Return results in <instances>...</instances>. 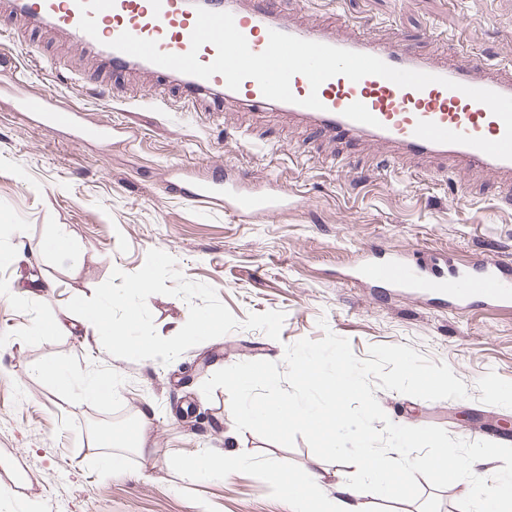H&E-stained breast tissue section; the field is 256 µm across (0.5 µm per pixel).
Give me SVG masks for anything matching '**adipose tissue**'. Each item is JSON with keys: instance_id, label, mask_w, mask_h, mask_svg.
Returning a JSON list of instances; mask_svg holds the SVG:
<instances>
[{"instance_id": "1", "label": "adipose tissue", "mask_w": 512, "mask_h": 512, "mask_svg": "<svg viewBox=\"0 0 512 512\" xmlns=\"http://www.w3.org/2000/svg\"><path fill=\"white\" fill-rule=\"evenodd\" d=\"M280 478L291 512H367L354 488L340 487L337 497L328 498L317 493L313 477L296 479L284 472Z\"/></svg>"}]
</instances>
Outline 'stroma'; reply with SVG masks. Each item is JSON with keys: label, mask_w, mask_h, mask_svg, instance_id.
<instances>
[{"label": "stroma", "mask_w": 512, "mask_h": 512, "mask_svg": "<svg viewBox=\"0 0 512 512\" xmlns=\"http://www.w3.org/2000/svg\"><path fill=\"white\" fill-rule=\"evenodd\" d=\"M298 22L351 36L364 29L425 55L464 63L473 55L512 60V0H285ZM97 52L70 45L50 26L19 19L0 36V79L78 106L91 120L115 119L137 131L133 145L74 144L40 129L0 101V512H289L280 468L318 471L321 494L336 496L355 465L317 462L304 439L294 447L237 431L224 389L205 397L216 371L245 361L283 363L285 348L347 338L356 357L374 345L403 344L446 363L467 386L465 399L426 401L375 390L388 420L436 426L450 437L512 445V310L476 308L458 316L401 293L377 296L340 280L359 253L429 248L462 263L481 253L512 263V185L492 172L434 167L426 159L378 163L379 147L343 141L280 115L207 97L199 111L152 99L153 76L133 69L96 87L69 82L91 70ZM247 184L279 183L297 193L288 210L251 218L168 193L167 180L189 166H215ZM68 255L38 253L54 232ZM172 255L189 280L212 286L238 321L281 311L280 339L239 328L200 343L168 364L111 356L85 334L68 302L92 297L113 270H139L151 249ZM155 329L172 337L188 318L180 298L149 297ZM59 333L34 335L38 320ZM53 364L101 375L112 395L61 387L39 368ZM147 455L124 449L125 466L103 471L101 435L133 425L144 406ZM387 420V421H388ZM198 452L247 454L249 466L224 478L185 474L177 463ZM412 506L366 494L369 512H450L469 491L418 477Z\"/></svg>", "instance_id": "obj_1"}]
</instances>
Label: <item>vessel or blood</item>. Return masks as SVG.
I'll return each instance as SVG.
<instances>
[{
	"label": "vessel or blood",
	"instance_id": "obj_1",
	"mask_svg": "<svg viewBox=\"0 0 512 512\" xmlns=\"http://www.w3.org/2000/svg\"><path fill=\"white\" fill-rule=\"evenodd\" d=\"M283 0H225L223 9L234 17L252 52L268 45L276 30L303 40L370 54L391 67L437 76V83L424 89L402 88L380 76L351 81L338 75L312 89L308 79L294 75L290 88L294 102L266 98L256 80L245 79L238 90L228 88L222 75L202 79L164 68L110 48L122 32L156 41L160 51L183 54L191 47L197 12L187 0H15V15L0 16V30L11 28L16 16L39 20L69 37L81 48L98 50L102 72L119 74L138 67L156 80L155 94L167 99L170 84L181 87L180 103L190 107L206 96L233 99L250 107L271 109L289 120L339 139L374 146L387 145L396 156L429 158L440 167L491 170L512 179V160L491 157L471 146L434 143L415 134L418 122L429 121L442 128L474 137L497 140L505 127L501 119L480 102L467 97L464 87L484 88L512 96V63L489 65L476 62L462 66L450 61H432L406 46L373 38L343 37L327 28L309 29L292 20ZM457 82V89L442 86V79ZM317 93L321 109L301 106L300 101ZM14 111L34 117L47 131L68 135L74 142L108 143L133 140L134 132L115 121L89 122L84 110L65 106L41 93H19L13 86H0ZM170 190L202 204L223 203L226 211L244 218L275 213L288 207V192L277 185L257 191L224 171L200 178L183 171L169 182ZM346 278L373 288H396L417 297H432L458 311L483 305L512 307V270L497 260L478 254L464 265L408 253L379 251L366 254L345 270Z\"/></svg>",
	"mask_w": 512,
	"mask_h": 512
}]
</instances>
